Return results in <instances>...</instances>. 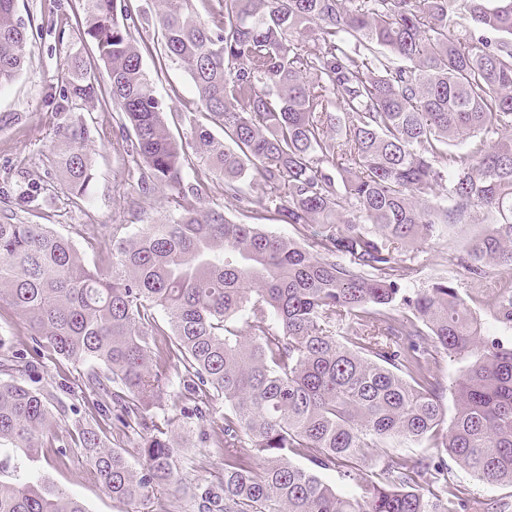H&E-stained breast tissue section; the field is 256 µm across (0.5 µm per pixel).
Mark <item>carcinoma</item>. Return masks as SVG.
I'll list each match as a JSON object with an SVG mask.
<instances>
[{"label":"carcinoma","instance_id":"carcinoma-1","mask_svg":"<svg viewBox=\"0 0 512 512\" xmlns=\"http://www.w3.org/2000/svg\"><path fill=\"white\" fill-rule=\"evenodd\" d=\"M16 2L0 0V86L31 63ZM154 6L161 58L185 67L223 136L194 115L191 142L172 137L117 0H79L75 28L109 85L75 57L66 98L116 108L139 190H168L175 213L134 236L112 225L94 267L50 224L0 222V304L32 354L86 367L89 414L112 411L76 420L55 455L72 443L113 501L176 512L158 497L179 480L172 421L150 413L173 367L191 415L223 412L209 447L224 473L194 493L198 512H505L460 498L433 456L410 462L383 444L430 440L478 480L512 484V345L480 337L452 280L410 287L411 246L479 208L488 228L449 261L512 328V0H216L204 19L187 0ZM56 134L52 193L81 199L91 130ZM190 148L233 200L261 180L256 204L302 238L201 212ZM441 352L470 358L448 425L432 378ZM29 367L0 336V372ZM55 424L44 392L0 379V447L34 459ZM108 428L140 435V470L104 445ZM317 469L361 492L337 493ZM0 512L88 509L33 472L0 479Z\"/></svg>","mask_w":512,"mask_h":512}]
</instances>
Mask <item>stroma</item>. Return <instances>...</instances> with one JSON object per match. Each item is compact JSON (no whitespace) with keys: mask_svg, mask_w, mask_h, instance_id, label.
Returning <instances> with one entry per match:
<instances>
[{"mask_svg":"<svg viewBox=\"0 0 512 512\" xmlns=\"http://www.w3.org/2000/svg\"><path fill=\"white\" fill-rule=\"evenodd\" d=\"M77 8L78 0H18V13L28 28L33 62L13 83L0 89V221L12 217L37 223L43 215H51L56 230L76 245L89 264L95 265L99 262L96 246L111 241L113 225H122L123 235L130 236L146 225L165 221L172 209L167 190L159 188L148 194L139 190L141 169L123 150L128 132L114 119L112 109L74 103L64 96L71 58L78 55L89 62L96 56L91 40L78 39L72 29L71 17ZM143 66L156 96L166 107L171 134L177 141H189L188 116L196 105L188 72L172 62L158 65L148 55L143 58ZM78 117L96 131L86 144L94 160V180L86 199L71 206L46 191L40 194L36 206L21 205L18 190L30 180L44 184L61 181V173L49 166L50 157L62 146L55 130ZM201 206L224 211L237 221L245 219L261 225L278 236L297 235L295 228L281 222L275 213L261 209L243 215L238 203L225 197L224 184L218 179ZM485 228L483 214L477 211L472 223L446 228L442 239L415 244L413 251L419 261L415 287H426L442 274L456 276L454 267L443 260L445 248ZM456 278L458 291L470 303L482 335L511 342L512 329L497 322L488 303L481 301L480 284ZM16 379L47 393L57 421V435L66 434L75 420L84 418L81 374L73 365L44 354L34 357L31 371L17 374ZM211 427V422L193 421L190 432L175 441L182 482L172 485L164 496L179 512H197L191 499L194 486L216 481L221 473L222 457L204 442ZM0 461L7 464L0 474L4 478L21 481L37 472L83 501L88 512H126L125 506L112 501L95 479L84 449L71 448L67 458L60 459L48 448L39 460L32 461L21 449L8 447L0 450Z\"/></svg>","mask_w":512,"mask_h":512,"instance_id":"obj_1","label":"stroma"}]
</instances>
